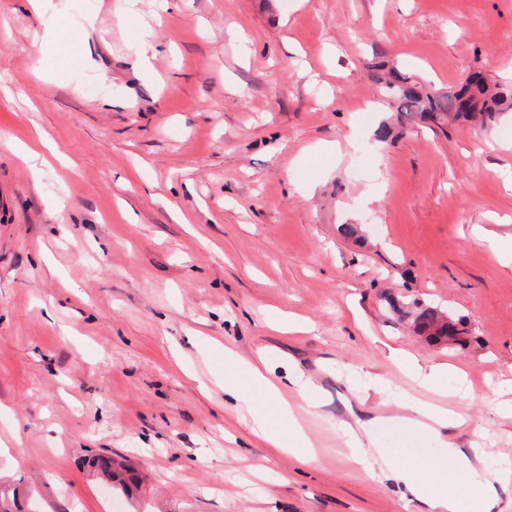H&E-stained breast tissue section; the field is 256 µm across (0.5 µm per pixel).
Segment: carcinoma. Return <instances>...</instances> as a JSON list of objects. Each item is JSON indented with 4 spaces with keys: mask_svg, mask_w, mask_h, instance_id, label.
<instances>
[{
    "mask_svg": "<svg viewBox=\"0 0 512 512\" xmlns=\"http://www.w3.org/2000/svg\"><path fill=\"white\" fill-rule=\"evenodd\" d=\"M378 70L377 81L401 124L421 120L442 128L450 123H468L486 130L495 125L501 115L512 111V89L491 88L478 75L443 90L422 85L384 64L378 65ZM383 301L391 312L412 316L418 332L431 331L428 338L432 341L446 336L448 343L460 347L470 341L465 321L443 315L436 306L419 301L408 305L391 294L384 295ZM92 465L98 467L106 479L116 482L117 488L126 489L127 479L122 471L113 468L112 458L95 457ZM0 512H24L17 490L0 489Z\"/></svg>",
    "mask_w": 512,
    "mask_h": 512,
    "instance_id": "carcinoma-1",
    "label": "carcinoma"
}]
</instances>
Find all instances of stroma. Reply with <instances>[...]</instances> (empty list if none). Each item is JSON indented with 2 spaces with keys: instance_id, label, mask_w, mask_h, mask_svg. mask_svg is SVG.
<instances>
[{
  "instance_id": "stroma-1",
  "label": "stroma",
  "mask_w": 512,
  "mask_h": 512,
  "mask_svg": "<svg viewBox=\"0 0 512 512\" xmlns=\"http://www.w3.org/2000/svg\"><path fill=\"white\" fill-rule=\"evenodd\" d=\"M0 0V486L41 512H104L94 454L139 478L118 512H418L383 460L475 495L444 444L512 458V117L493 130L409 125L388 143L372 65L440 89L512 85V0ZM60 19L44 58L31 48ZM151 30L150 71L136 63ZM81 41L85 65L66 64ZM43 132L57 157L25 160ZM359 224L366 241L337 227ZM388 291L465 317L434 343ZM301 321L280 333L275 312ZM314 385L298 462L224 399V352ZM448 366L419 388L399 354ZM471 420L447 443L403 420ZM373 423L369 472L344 425ZM405 408L429 421L434 431L439 432L442 428H448V410L441 409L431 402L411 399L407 401Z\"/></svg>"
}]
</instances>
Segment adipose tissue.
I'll return each instance as SVG.
<instances>
[{"label":"adipose tissue","instance_id":"obj_1","mask_svg":"<svg viewBox=\"0 0 512 512\" xmlns=\"http://www.w3.org/2000/svg\"><path fill=\"white\" fill-rule=\"evenodd\" d=\"M225 358L238 361L245 381L228 377L224 380V397L233 407H240L247 401V388H255L278 407L277 419L271 420L262 415H254L252 433L269 445L284 449L289 455L310 461L314 457L311 440L304 432H297L295 439H288L282 430L283 423H295L293 403L288 401V394H295V401L309 402L313 385L310 381L299 377H288L285 383H277L267 378L260 367L252 362L237 360L232 351H225ZM385 471L391 478L418 502L425 505L429 512H490L498 500L499 489L512 483V465H505L498 473L491 475L483 484L479 497L473 501L462 499L454 490L439 489L424 483L411 466L391 460L385 461Z\"/></svg>","mask_w":512,"mask_h":512}]
</instances>
